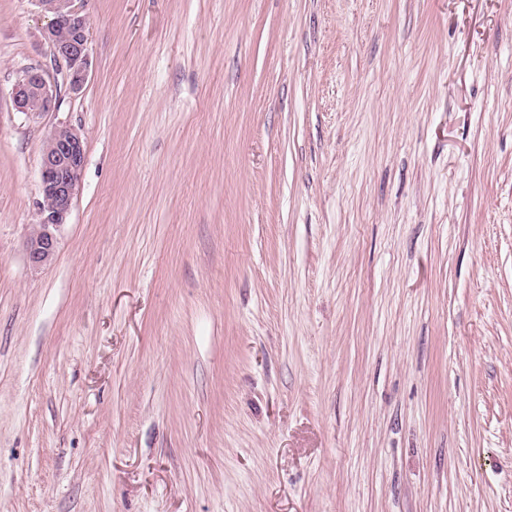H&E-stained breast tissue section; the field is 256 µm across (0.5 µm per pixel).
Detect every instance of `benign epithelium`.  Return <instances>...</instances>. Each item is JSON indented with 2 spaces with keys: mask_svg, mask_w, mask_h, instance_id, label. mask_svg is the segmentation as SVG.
<instances>
[{
  "mask_svg": "<svg viewBox=\"0 0 512 512\" xmlns=\"http://www.w3.org/2000/svg\"><path fill=\"white\" fill-rule=\"evenodd\" d=\"M52 19L44 32L51 47V64L64 74L68 90L81 91L90 68L88 50L90 19L74 0H37ZM12 100L25 114L55 112L60 98L41 69L23 73L14 85ZM85 164L82 135L66 123L51 130L41 151L39 221L28 235L25 247L34 269L49 265L56 254V232L71 212Z\"/></svg>",
  "mask_w": 512,
  "mask_h": 512,
  "instance_id": "1",
  "label": "benign epithelium"
}]
</instances>
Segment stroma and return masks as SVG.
I'll list each match as a JSON object with an SVG mask.
<instances>
[{
  "mask_svg": "<svg viewBox=\"0 0 512 512\" xmlns=\"http://www.w3.org/2000/svg\"><path fill=\"white\" fill-rule=\"evenodd\" d=\"M83 6L71 95L0 0V512H512V0ZM15 109L25 114L55 112L60 98L44 75V70H26L18 79L12 91ZM85 164L82 135L66 123L54 126L41 151L39 221L25 247L34 269L49 265L56 254V232L71 212Z\"/></svg>",
  "mask_w": 512,
  "mask_h": 512,
  "instance_id": "35a3bbf8",
  "label": "stroma"
}]
</instances>
